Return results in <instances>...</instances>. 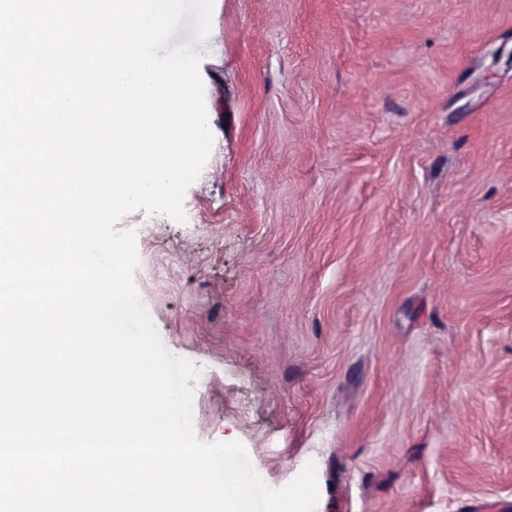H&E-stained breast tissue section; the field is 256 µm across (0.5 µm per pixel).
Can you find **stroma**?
I'll use <instances>...</instances> for the list:
<instances>
[{
    "label": "stroma",
    "instance_id": "35a3bbf8",
    "mask_svg": "<svg viewBox=\"0 0 512 512\" xmlns=\"http://www.w3.org/2000/svg\"><path fill=\"white\" fill-rule=\"evenodd\" d=\"M211 154L133 280L193 426L316 512H512V0H214Z\"/></svg>",
    "mask_w": 512,
    "mask_h": 512
}]
</instances>
